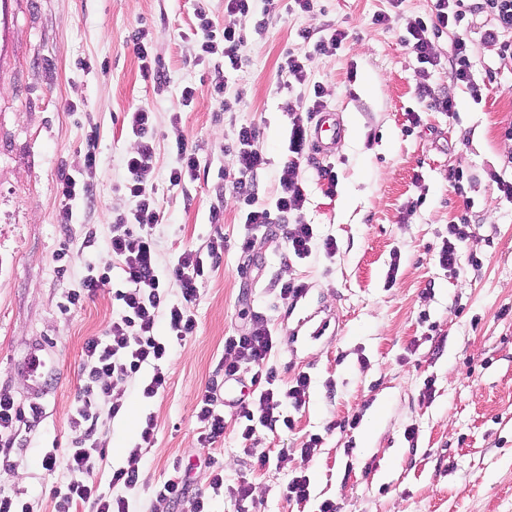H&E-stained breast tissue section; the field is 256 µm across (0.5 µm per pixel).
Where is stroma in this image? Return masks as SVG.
<instances>
[{
  "mask_svg": "<svg viewBox=\"0 0 512 512\" xmlns=\"http://www.w3.org/2000/svg\"><path fill=\"white\" fill-rule=\"evenodd\" d=\"M289 0H258L271 7L263 37H253L254 15L237 17L247 40L238 70L215 54L199 56L194 0H0V390L17 404H38V418L14 445L18 467L0 473V486L53 512L50 490L62 476L44 454L68 446L82 346L112 317L107 290L70 314L58 305L79 288L84 262L106 254L115 213L130 209L123 184L137 140L126 115L154 114L155 183L161 222L155 229L161 265L178 250L205 249L223 237L224 255L200 289L198 329L175 346L164 368L166 391L144 401L138 382L121 383L123 415L104 420L99 442L106 458L99 474L120 466L137 438L141 419L157 424L153 447L143 449L141 512H190L191 494L208 490L195 418L198 397L224 355V338L261 313L279 333L271 358L282 382L310 379L306 404L293 412L290 431L260 429L257 447L273 451L258 467L236 435L237 402L251 400V368L227 384L220 403L224 439L215 456L224 476L254 488L250 512H512V201L500 197L491 174L512 181V67L480 41L483 16L468 37L476 79L497 74L494 89L474 101L447 68L433 72L435 96L451 98L452 113L418 98L420 65L402 41L404 23L377 26L387 0H322L321 12H291ZM336 27L348 39L336 55H311L307 81L282 71L283 54L305 29ZM145 30L151 55L167 77L144 79L131 36ZM224 72L216 95L212 79ZM321 86L337 109L344 140L331 157L311 154L303 165L304 222L336 241L335 256L313 248L303 260L286 259L280 225H272L244 254L246 229L235 205L233 157L227 151L241 124H254L255 146L266 163L256 176L261 203L272 204L288 155L292 114L304 111ZM194 98L183 103L181 91ZM179 118L199 166L194 180L171 186L178 164L171 148L172 118ZM98 136L94 202L78 223L58 222L57 184L77 169L86 137ZM334 166V194H326L317 166ZM470 178L465 196L448 184V171ZM221 210V223L210 221ZM469 219L456 271L439 263L448 226ZM97 239L84 252L64 251L81 227ZM397 276H390L392 255ZM296 279L308 290L307 308L330 323V334L291 345L288 332L301 317L278 294ZM42 367L30 373L31 355ZM359 416L357 427L346 420ZM322 438L310 457L299 449L309 435ZM289 456L277 457L278 449ZM180 462L188 498L166 504L150 487ZM310 480L309 499L287 500L296 475Z\"/></svg>",
  "mask_w": 512,
  "mask_h": 512,
  "instance_id": "1",
  "label": "stroma"
}]
</instances>
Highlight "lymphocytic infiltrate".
Here are the masks:
<instances>
[{
  "instance_id": "lymphocytic-infiltrate-1",
  "label": "lymphocytic infiltrate",
  "mask_w": 512,
  "mask_h": 512,
  "mask_svg": "<svg viewBox=\"0 0 512 512\" xmlns=\"http://www.w3.org/2000/svg\"><path fill=\"white\" fill-rule=\"evenodd\" d=\"M255 2L224 0L226 21L219 29L209 16L206 0H197L194 16L202 53H222L230 68L238 69L239 50L245 37L233 18L256 12ZM479 14L486 17L482 42L498 46L502 63L511 66L512 42L502 41L501 35L512 30V0H432L429 11L407 19L402 41L421 65L418 94L428 100L430 108L448 113L455 109L451 99L432 97L429 85L431 69L443 63L433 51L432 38L446 31L454 32L455 39L444 63L453 79L465 84L473 100L481 101L483 89L474 79L473 52L464 24L467 17ZM300 37V46L286 52L281 68L303 82L307 79L305 63L310 55H335L347 34L340 29L327 28L317 33L305 30ZM324 106L322 90L317 87L305 112L294 115L288 139V159L279 176L274 203L270 206L260 204L253 189V178L265 163L255 147L258 131L251 124L240 126L232 154L237 174L234 195L249 229L241 243L242 253L252 251L257 235L266 234L274 222V214L278 213L289 220L284 232L289 257L305 259L317 244L326 254H335L333 238H319L314 225L297 219L306 202L302 163L309 150V129ZM128 128L138 140L135 153L126 160L128 179L125 190L135 205L115 216L105 257L87 261L80 288L64 293L59 303L61 313H71L106 287L111 294L112 319L101 335L86 339L82 349L80 385L69 419L75 437L68 448L53 447L45 454L47 467H55L60 462L65 470L51 489L53 512H133L134 496L142 483V451L154 443L155 419L145 416L139 442L129 449L125 465L111 469L107 476L98 477L94 471L105 459V451L99 447L97 438L100 415L104 413L100 406L108 404L105 413L110 418L120 416L123 404L118 384L132 378L140 379L144 399H153L166 390L168 377L162 365L174 344L194 335L197 329L194 307L200 289L224 253V240L219 237L211 240L206 250H181L170 261L168 274H161L154 235L160 221V208L153 183L152 112L142 108L130 112ZM97 165L98 154L91 148L86 151L78 171L62 175L57 186L60 223H73L74 204L92 203ZM174 285L181 293L177 301L172 300L170 293ZM277 345L275 329L257 313L243 330L225 337L224 359L196 405L200 445L208 450L204 463L211 471L210 491L189 494L185 477L177 474L153 487L156 500L175 502L188 497L192 500L191 512H212L214 497L227 494L234 499L239 512H248L252 485L242 480L225 484L224 464L211 453L213 445L224 439V415L218 410L217 402L226 382L235 379L242 367L253 369L255 395L250 403L240 406L237 435L244 447L249 448L258 467H266L270 462L269 452L253 445L258 429L276 424L282 429H291L293 421L288 410L305 405L310 384L308 376L302 373L289 383L280 382L277 372L269 365ZM39 412L36 406L24 409L16 404L9 392L0 391L1 472L15 470L16 462L11 451L19 427L28 416Z\"/></svg>"
}]
</instances>
